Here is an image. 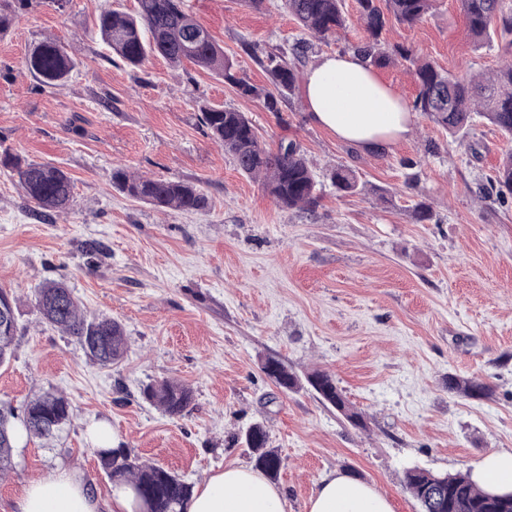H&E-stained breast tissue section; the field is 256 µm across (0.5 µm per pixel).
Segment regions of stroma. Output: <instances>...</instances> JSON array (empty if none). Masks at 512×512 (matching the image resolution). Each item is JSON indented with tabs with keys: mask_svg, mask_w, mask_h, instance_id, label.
Masks as SVG:
<instances>
[{
	"mask_svg": "<svg viewBox=\"0 0 512 512\" xmlns=\"http://www.w3.org/2000/svg\"><path fill=\"white\" fill-rule=\"evenodd\" d=\"M135 0H69L18 14L0 35V151L66 172L73 202L40 220L17 177L0 166V288L14 299V357L0 366V405L22 414L45 391L74 414L52 440L24 439L15 470L0 479V512H13L31 481L58 467L83 472L101 506L112 481L89 428L108 423L115 446L192 485L232 464H253L239 435L262 424L282 467L275 480L288 512H307L326 473L378 489L394 512H420L404 486L408 468L472 471L512 449V200L493 181L512 137L476 120L464 142L417 116L408 141L367 156L336 139L295 96L267 111L215 74L159 57L129 68L98 40L102 9ZM251 82L266 75L252 49L291 47L302 32L282 0L263 10L244 0H182ZM46 37L75 59L54 88L24 67ZM389 42L412 46L455 75L489 74L507 58L501 42L477 49L460 0H436L414 27L389 22ZM244 112L260 139L296 140L313 170L318 206H279L241 174L201 123L204 108ZM345 165L360 189L338 193L328 171ZM197 187L206 211L160 210L112 185L113 168ZM389 192L391 204L378 195ZM433 217L419 224L417 203ZM66 282L88 317L119 320L128 348L104 368L75 338L44 323L38 288ZM299 378L333 376L363 424H350L311 387L280 389L267 358ZM491 388L473 400L449 391V376ZM173 381L192 405L172 417L141 389Z\"/></svg>",
	"mask_w": 512,
	"mask_h": 512,
	"instance_id": "35a3bbf8",
	"label": "stroma"
}]
</instances>
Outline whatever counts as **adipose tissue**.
Wrapping results in <instances>:
<instances>
[{"instance_id": "obj_1", "label": "adipose tissue", "mask_w": 512, "mask_h": 512, "mask_svg": "<svg viewBox=\"0 0 512 512\" xmlns=\"http://www.w3.org/2000/svg\"><path fill=\"white\" fill-rule=\"evenodd\" d=\"M304 99L313 120L360 152L383 155L412 131L415 112L406 99L356 52L322 55L308 70ZM472 476L483 487L512 492V450L486 455ZM14 512H100L83 477L59 469L28 483ZM186 512H287L282 490L246 464L225 467L195 491ZM308 512H393L387 496L341 473L322 478Z\"/></svg>"}]
</instances>
